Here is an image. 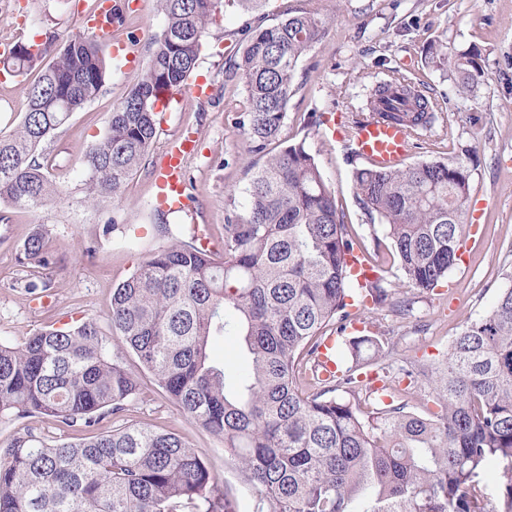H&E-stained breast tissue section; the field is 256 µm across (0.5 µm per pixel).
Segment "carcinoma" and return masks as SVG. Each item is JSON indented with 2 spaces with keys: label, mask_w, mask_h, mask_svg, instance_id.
<instances>
[{
  "label": "carcinoma",
  "mask_w": 512,
  "mask_h": 512,
  "mask_svg": "<svg viewBox=\"0 0 512 512\" xmlns=\"http://www.w3.org/2000/svg\"><path fill=\"white\" fill-rule=\"evenodd\" d=\"M160 2L165 25L152 58L83 160L90 201L120 196L146 160L159 93L193 72L216 14L254 0ZM331 21L307 0L285 7L278 23L248 30L228 71L244 87L234 126L261 164L244 202L225 200L224 250L189 238L150 254L113 290L112 332L184 415L224 440L257 494L255 512H489L484 478L499 465V493L512 512V288L466 323L442 359L398 367L415 382L424 378L425 411L395 403L389 378L377 388L359 379L384 357L386 338L366 328L348 336L347 324L369 303L405 316L412 301L386 288L382 275L348 287L349 258L387 249L410 286L435 291L459 260L471 171L459 159L354 168L366 221L385 228L368 250L306 140L283 138L288 104L305 89L299 64ZM479 59L476 49L451 56L441 41L427 50L432 68L453 65L464 93ZM8 65L18 74L38 66L40 74L19 124L0 132V201L38 212L60 195L38 148L98 96L109 64L97 40L76 35L61 48L18 43ZM364 92L356 121L398 122L415 142L448 111L394 67ZM23 255L51 265L43 231L25 240ZM329 330L343 360L322 379L319 348ZM227 337L247 356L231 377L208 354ZM137 387L93 319L41 329L19 346L0 343V414L44 415L90 431L123 410ZM0 512H239V502L180 436L129 424L78 442L13 438L0 454Z\"/></svg>",
  "instance_id": "carcinoma-1"
}]
</instances>
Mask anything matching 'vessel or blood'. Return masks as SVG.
I'll use <instances>...</instances> for the list:
<instances>
[{"label": "vessel or blood", "mask_w": 512, "mask_h": 512, "mask_svg": "<svg viewBox=\"0 0 512 512\" xmlns=\"http://www.w3.org/2000/svg\"><path fill=\"white\" fill-rule=\"evenodd\" d=\"M124 9V0H99L93 13L80 17L79 26L84 31L99 35L112 34L114 19ZM350 135L356 157L382 167L399 165L412 149L407 129L395 123L369 120L356 127ZM194 146L195 140L190 136L173 140L156 166L154 184L158 208L172 213L183 212V163Z\"/></svg>", "instance_id": "b4317fda"}]
</instances>
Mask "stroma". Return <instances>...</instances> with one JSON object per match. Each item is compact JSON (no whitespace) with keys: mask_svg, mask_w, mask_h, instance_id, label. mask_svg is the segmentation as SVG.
Instances as JSON below:
<instances>
[{"mask_svg":"<svg viewBox=\"0 0 512 512\" xmlns=\"http://www.w3.org/2000/svg\"><path fill=\"white\" fill-rule=\"evenodd\" d=\"M26 23L0 26V42L65 41L78 34L77 15L96 0H28ZM123 28L139 46L140 61H114L97 98L41 144L39 152L52 181L62 191L57 203L38 213L8 209L0 221V342L13 346L44 327L93 318L107 335L113 355L140 378V389L122 412L108 416L109 431L133 422L183 438L201 455L220 482L235 493L241 512H253L256 494L221 438L184 416L137 357L113 336L109 321L112 290L126 281L153 252L184 236L192 222L159 210L153 201L152 171L169 141L193 133V153L184 159L186 198L211 245L224 244V201L241 196L259 158L232 126L241 84L226 80V62L236 55L245 24L272 25L286 0H257L253 9L234 8L209 26L194 69L213 86L205 102L171 103L158 113L156 140L146 161L128 181L121 198L90 203L80 166L84 154L105 132L107 118L148 62L164 25L160 0H132ZM334 21L323 39L302 60L306 79L288 105L289 142L305 141L334 190L347 222L363 239L364 224L354 197L349 141L316 133L306 135L311 115L342 112L354 117L363 94L358 76L377 71L378 62L397 67L419 81L428 96L447 98L448 112L435 134L424 135L410 162L460 158L472 171L468 221L474 245L462 247L461 260L443 287L426 293L410 287L395 266L384 263L392 288L413 301L409 316L389 308L364 316L389 339V361H428L448 351L466 322L486 315L502 289L512 287V0H318ZM442 40L449 53L478 49L482 76L474 92L460 93L455 72L432 70L425 63L430 42ZM47 232L53 258L44 269L24 259L21 246L35 227ZM44 440L72 441L78 428L53 418L0 415V449L19 433Z\"/></svg>","mask_w":512,"mask_h":512,"instance_id":"obj_1","label":"stroma"}]
</instances>
